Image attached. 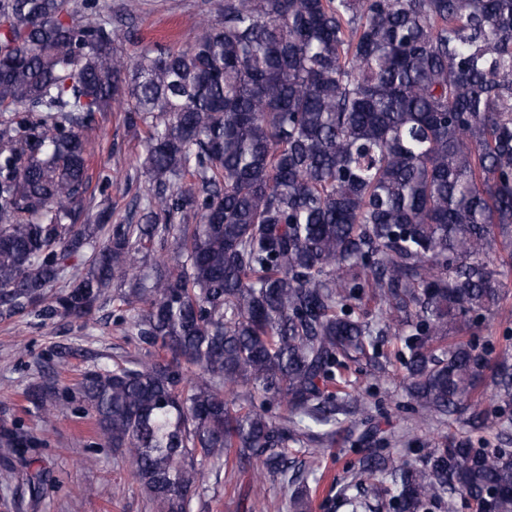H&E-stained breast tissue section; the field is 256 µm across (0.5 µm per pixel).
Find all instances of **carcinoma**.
<instances>
[{"label":"carcinoma","mask_w":512,"mask_h":512,"mask_svg":"<svg viewBox=\"0 0 512 512\" xmlns=\"http://www.w3.org/2000/svg\"><path fill=\"white\" fill-rule=\"evenodd\" d=\"M142 0H0V322L90 319L110 301L139 352L83 374L95 434L151 512H192L235 450L296 483L289 443L336 446L342 386L385 356L429 416L483 422L474 330L506 299L488 260L512 235V0H219L186 43L141 46ZM140 135L137 223L88 201L97 115ZM130 175L102 178V193ZM170 261L142 268L151 252ZM159 348L160 360L140 350ZM512 402V358L496 363ZM248 392L237 403L227 399ZM284 414L254 405V395ZM28 399L47 423L55 388ZM38 440L0 425V448ZM369 509L512 512V448L454 433L418 463L359 460Z\"/></svg>","instance_id":"carcinoma-1"}]
</instances>
